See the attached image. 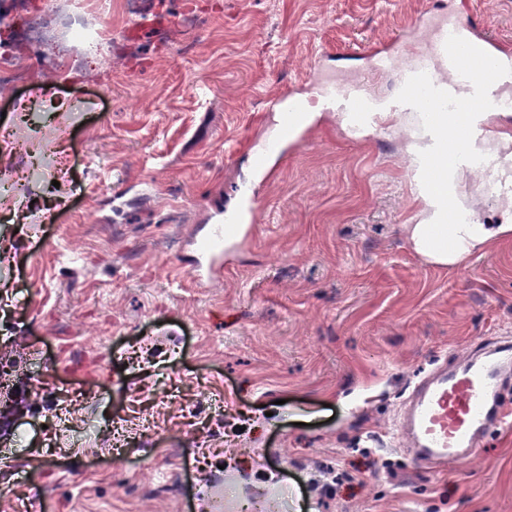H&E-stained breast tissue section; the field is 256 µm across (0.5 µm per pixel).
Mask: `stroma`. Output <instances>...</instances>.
<instances>
[{
	"mask_svg": "<svg viewBox=\"0 0 512 512\" xmlns=\"http://www.w3.org/2000/svg\"><path fill=\"white\" fill-rule=\"evenodd\" d=\"M455 0H144L18 112L0 89V512H512V431L448 469L399 422L415 383L512 341V237L466 268L404 231L403 144L309 105L269 156L258 222L209 285L188 240L254 181L267 103ZM126 425L114 455L112 422Z\"/></svg>",
	"mask_w": 512,
	"mask_h": 512,
	"instance_id": "obj_1",
	"label": "stroma"
}]
</instances>
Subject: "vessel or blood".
<instances>
[{
  "label": "vessel or blood",
  "instance_id": "vessel-or-blood-1",
  "mask_svg": "<svg viewBox=\"0 0 512 512\" xmlns=\"http://www.w3.org/2000/svg\"><path fill=\"white\" fill-rule=\"evenodd\" d=\"M491 26V20L474 21L453 10L430 17L419 45L405 41L397 50L376 44L365 47L363 57L371 75L391 70L397 74V90L381 107L368 100L362 80L306 82L323 111L337 117L348 140H360L367 132H389L390 116L411 117L424 150L410 164L412 178H428L437 160L449 157L448 182L437 191L438 224L452 212L460 222L471 221L460 183L471 170H481L496 195H512V151L491 140L495 121L512 110V51L490 36ZM259 203L258 186H248L224 223L213 225L197 241L199 261L190 270L195 283L209 279V261L223 254L225 243H236L247 234ZM511 372L512 346L504 344L421 379L402 417L418 456L427 462H461L488 432L512 422L499 397L500 384Z\"/></svg>",
  "mask_w": 512,
  "mask_h": 512
}]
</instances>
